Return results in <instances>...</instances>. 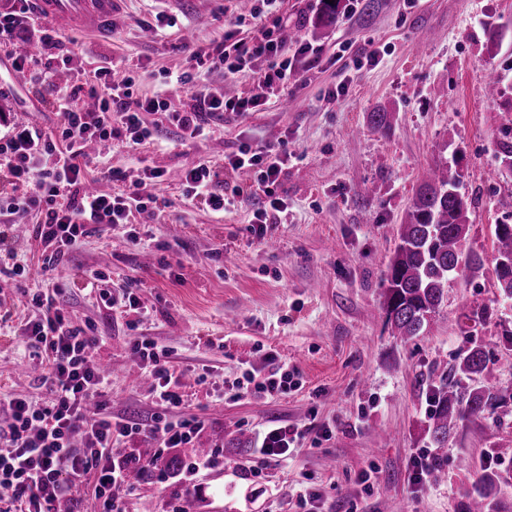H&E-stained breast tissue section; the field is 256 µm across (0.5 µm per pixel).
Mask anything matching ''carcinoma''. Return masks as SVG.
<instances>
[{
	"mask_svg": "<svg viewBox=\"0 0 512 512\" xmlns=\"http://www.w3.org/2000/svg\"><path fill=\"white\" fill-rule=\"evenodd\" d=\"M460 184V174L452 167L435 165L400 225L398 244L385 273L382 310L392 333L403 340L423 335L448 296L452 275L484 273L483 256L465 248L470 202L460 192ZM494 237L497 288L512 299V224L495 225ZM429 386L428 433L435 448L445 447L448 436L460 426L487 418L508 393L489 367L483 345L477 343L451 367L434 369ZM154 469L152 461L137 466L131 471V483L151 480ZM508 486H512L511 474L483 470L465 512H512L499 497Z\"/></svg>",
	"mask_w": 512,
	"mask_h": 512,
	"instance_id": "cac0c4a2",
	"label": "carcinoma"
}]
</instances>
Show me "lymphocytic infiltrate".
I'll list each match as a JSON object with an SVG mask.
<instances>
[{
  "label": "lymphocytic infiltrate",
  "mask_w": 512,
  "mask_h": 512,
  "mask_svg": "<svg viewBox=\"0 0 512 512\" xmlns=\"http://www.w3.org/2000/svg\"><path fill=\"white\" fill-rule=\"evenodd\" d=\"M24 31L36 35L43 48L58 45L56 31L37 25L26 12L0 13L1 45L10 44ZM321 55V47L299 38L286 40L275 28H260L250 38L228 31L222 40L191 52L194 72L175 75L174 82L187 100L183 110L170 111L164 92L136 93L132 78L115 79L111 68L102 66L92 84H75L66 92L57 90L52 76H32V83L54 97L59 122L52 131L14 126L8 115L0 114V127L7 129L0 136V245L13 235L20 220L37 216L33 232L43 247L39 274L44 287L32 295L40 316L28 325V341L45 354L40 381L51 395L39 406L22 398L10 400L11 420L0 424V490L10 492L19 512H55L56 505L90 476L95 479L100 512H124L122 499L138 461L131 455L116 457V449L144 433L161 447L181 448L200 430L196 418L174 421L168 417V410L184 403V383L170 366L166 351L146 337L135 342L134 350L153 379L151 397L158 412L146 423L113 416L101 400L107 378L92 360L100 340L75 324L60 303L68 286L55 278L57 267L93 233L129 224L133 213L145 212L156 203L147 187L166 175L164 169L146 165L141 177L131 181L125 171L110 168L103 171V178L122 183V190L90 191L88 146L108 139L131 149L150 144L156 132L145 124L148 113L163 115L180 129L184 140L195 141L224 113L243 116L279 100L289 80L312 70ZM212 72L230 80L238 73H249L251 88L233 96L214 94L202 81L203 75ZM84 94L94 99V107L77 106ZM287 159L286 142L258 147L244 142L225 155L223 166L199 162L184 169L180 185L185 199L200 200L220 213L228 204L223 168L249 172L260 195L252 222L262 239L286 210L274 187ZM296 439L290 426H270L255 454L263 466H272L288 458Z\"/></svg>",
  "instance_id": "lymphocytic-infiltrate-1"
}]
</instances>
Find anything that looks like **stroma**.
<instances>
[{
	"label": "stroma",
	"instance_id": "obj_1",
	"mask_svg": "<svg viewBox=\"0 0 512 512\" xmlns=\"http://www.w3.org/2000/svg\"><path fill=\"white\" fill-rule=\"evenodd\" d=\"M251 0H126L110 41L64 32L52 50L32 39L0 47V70L12 53L30 56V69H55L62 84L81 73L93 82L97 67L115 65L136 91L165 89L169 74L191 68L190 50L223 38L235 17L243 36L254 33ZM319 0H284L278 15L287 29L322 47L318 68L288 84L294 109L270 104L246 116L225 113L207 138L183 144L164 128L142 153L102 140L90 153L100 163L136 177L146 156L170 177L158 185L153 209L135 219L140 246L125 228L87 238L56 274L105 272L112 292L132 289L147 318L137 328L113 320L103 302L73 288L63 301L80 325L103 342L96 359L108 370L113 415L147 418L150 380L133 352L137 337L154 340L182 371L187 397L170 415H197L204 427L191 447L159 450L148 436L134 453L156 463L152 482L126 495L128 512H176L181 493L193 512H307L296 497L301 483L315 486L320 512H462L481 468L512 474V400L489 418L453 433L447 447L428 439L426 377L454 363L478 340L492 353L502 380L512 381V301L500 297L492 271L460 277L427 332L404 342L384 325L383 277L398 230L425 174L449 163L476 196L468 213L467 245L493 259L496 224L512 220V175L496 143L500 111L512 108V0H374L354 18L318 24ZM175 27L155 34L156 17ZM73 71L59 69L62 56ZM503 94L489 103L486 86ZM346 83L328 101L325 90ZM391 114L387 130L371 129L367 112ZM0 110L25 114L40 128L57 116L29 80L0 93ZM286 140L289 158L276 194L288 205L286 223L270 226L258 243L254 205L240 197L224 215L182 197L177 175L198 162L223 163L241 142ZM485 309L486 320L472 312ZM21 282L0 280V422L8 402L47 401L39 356L26 344ZM293 372L295 388L270 396L237 393L246 371L263 375L269 360ZM300 432L299 453L288 465L247 474L255 457L243 447L269 423ZM328 436H321V428ZM213 452L212 470L188 479L195 451ZM427 453L442 473L413 483V459ZM370 472L363 484L362 472Z\"/></svg>",
	"mask_w": 512,
	"mask_h": 512
}]
</instances>
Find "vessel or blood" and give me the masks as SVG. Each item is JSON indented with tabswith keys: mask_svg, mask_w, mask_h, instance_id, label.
Instances as JSON below:
<instances>
[{
	"mask_svg": "<svg viewBox=\"0 0 512 512\" xmlns=\"http://www.w3.org/2000/svg\"><path fill=\"white\" fill-rule=\"evenodd\" d=\"M32 13L44 23L111 37L124 0H30Z\"/></svg>",
	"mask_w": 512,
	"mask_h": 512,
	"instance_id": "1",
	"label": "vessel or blood"
}]
</instances>
